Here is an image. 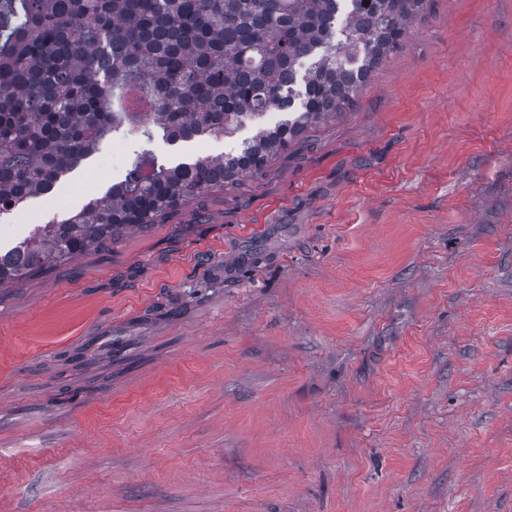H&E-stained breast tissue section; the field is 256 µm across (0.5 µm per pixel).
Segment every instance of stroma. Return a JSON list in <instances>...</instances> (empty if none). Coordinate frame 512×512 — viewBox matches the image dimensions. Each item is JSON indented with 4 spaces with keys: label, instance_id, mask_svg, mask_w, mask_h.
<instances>
[{
    "label": "stroma",
    "instance_id": "obj_1",
    "mask_svg": "<svg viewBox=\"0 0 512 512\" xmlns=\"http://www.w3.org/2000/svg\"><path fill=\"white\" fill-rule=\"evenodd\" d=\"M0 512H512V0H433L262 175L1 287Z\"/></svg>",
    "mask_w": 512,
    "mask_h": 512
}]
</instances>
